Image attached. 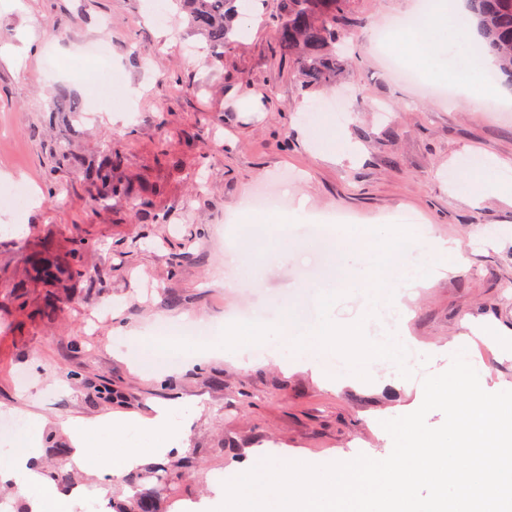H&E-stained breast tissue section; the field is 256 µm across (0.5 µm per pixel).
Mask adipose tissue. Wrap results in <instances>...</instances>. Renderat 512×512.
<instances>
[{"instance_id": "adipose-tissue-1", "label": "adipose tissue", "mask_w": 512, "mask_h": 512, "mask_svg": "<svg viewBox=\"0 0 512 512\" xmlns=\"http://www.w3.org/2000/svg\"><path fill=\"white\" fill-rule=\"evenodd\" d=\"M466 14L463 0H434L433 11L423 24L391 34V48L409 61L430 58L437 47L436 31H458ZM180 407H157L154 416L142 419L104 417L65 423L74 448L72 460L81 470L99 476L119 477L153 457L177 447L183 434ZM22 427L6 447L0 448V478L15 481L20 490L47 487L48 481L34 466L46 422L41 415L25 413Z\"/></svg>"}]
</instances>
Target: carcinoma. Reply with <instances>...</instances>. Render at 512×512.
<instances>
[{"label":"carcinoma","mask_w":512,"mask_h":512,"mask_svg":"<svg viewBox=\"0 0 512 512\" xmlns=\"http://www.w3.org/2000/svg\"><path fill=\"white\" fill-rule=\"evenodd\" d=\"M185 14L188 26L203 35L216 53L239 36L233 22L238 17L237 0H174ZM350 0H282V13L275 25L282 55L297 64V74L310 88L330 87L336 70L345 60L336 43L360 26L349 10ZM470 19L483 35L499 71L512 82V0H468ZM118 159L106 155L89 171L103 187L102 199L112 193L109 174Z\"/></svg>","instance_id":"cac0c4a2"}]
</instances>
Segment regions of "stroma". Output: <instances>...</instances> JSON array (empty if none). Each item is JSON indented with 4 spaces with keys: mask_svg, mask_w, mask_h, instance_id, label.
Listing matches in <instances>:
<instances>
[{
    "mask_svg": "<svg viewBox=\"0 0 512 512\" xmlns=\"http://www.w3.org/2000/svg\"><path fill=\"white\" fill-rule=\"evenodd\" d=\"M150 2L0 0V193L41 197L31 209L0 207V288L20 294L0 308V414L43 415L38 466L69 476L13 492L14 512L48 496L59 512H79L71 488L97 485L120 512L143 493L155 512H184L278 455L326 465L391 451L383 421L421 405L422 378L449 367L457 337L481 363L485 391L512 383V350L486 336H512V200L483 173L497 162L512 183V105L459 94L485 82L480 71L397 78L373 33L416 0H352L363 25L345 40L347 66L320 90L302 87L280 57V0H255L240 18L245 35L215 60L201 54L202 38L168 26L170 0L158 17ZM93 43L112 56L113 85L81 65ZM322 118L341 134L330 159L310 132ZM109 153L121 163L104 201L83 169ZM265 189L281 217L273 226L252 205ZM246 210L261 230L243 224ZM395 213L419 222L389 294L374 301L357 282L336 283L338 248L324 225L362 237ZM78 239L81 277L71 271ZM440 242L459 251L456 271ZM332 282V318L395 338L411 379L393 365L355 380L338 356L327 384L252 345L201 367L178 353L150 378L114 350L117 326L138 336L182 316L217 340L250 314L277 319L290 301L308 329ZM51 290L59 308L47 319ZM160 404L186 409L180 451L116 480L62 468L63 422L149 418Z\"/></svg>",
    "mask_w": 512,
    "mask_h": 512,
    "instance_id": "stroma-1",
    "label": "stroma"
}]
</instances>
